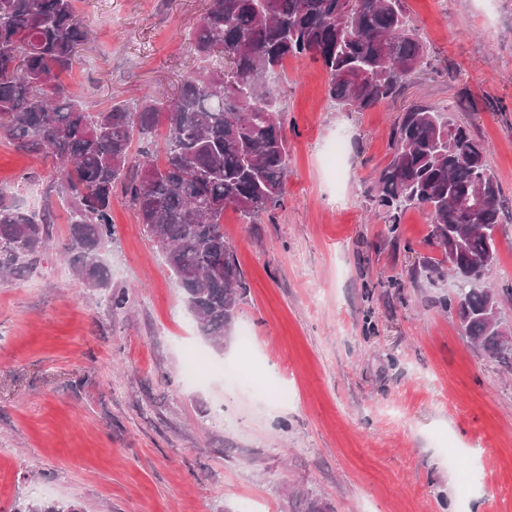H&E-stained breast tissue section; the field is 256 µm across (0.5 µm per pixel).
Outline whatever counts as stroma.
Instances as JSON below:
<instances>
[{
    "instance_id": "1",
    "label": "stroma",
    "mask_w": 512,
    "mask_h": 512,
    "mask_svg": "<svg viewBox=\"0 0 512 512\" xmlns=\"http://www.w3.org/2000/svg\"><path fill=\"white\" fill-rule=\"evenodd\" d=\"M208 6L76 0L92 39L62 83L93 110L175 94ZM406 7L426 63L370 110L331 102L319 64L286 62L283 203L255 224L224 213L248 291L223 349L200 336L133 209L112 205L117 310L72 273L55 207L54 249L0 282V512H304L311 497L337 512H512V365L462 335L451 279L421 274L443 260L426 210L394 236L366 194L407 108L469 123L510 213L487 281L512 288V0ZM53 167L0 137V189L20 207H44ZM197 350L219 370L191 382ZM245 357L287 398L230 384L222 366Z\"/></svg>"
}]
</instances>
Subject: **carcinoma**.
Masks as SVG:
<instances>
[{
  "label": "carcinoma",
  "instance_id": "carcinoma-1",
  "mask_svg": "<svg viewBox=\"0 0 512 512\" xmlns=\"http://www.w3.org/2000/svg\"><path fill=\"white\" fill-rule=\"evenodd\" d=\"M192 36L200 66L174 96L147 91L89 112L60 81L89 40L75 0H0V136L56 162L51 191L67 204L69 226L63 253L85 287L110 288L103 254L119 198L165 244L162 258L199 333L221 349L247 293L224 239V211L255 224L283 202L284 63L320 64L329 98L364 112L399 92L424 63L425 44L405 0H209ZM392 150L367 191L390 230L398 232L401 214L418 207L428 210L431 245L446 248L448 229L460 231L461 249L446 271L452 278L475 258H497L501 186L469 126L414 107L395 126ZM475 209L482 224L470 227ZM52 224L49 210H24L0 190L1 280L21 276L46 254ZM489 303L478 289L455 306L461 329L475 347L512 361L489 324ZM24 512L75 508L33 502Z\"/></svg>",
  "mask_w": 512,
  "mask_h": 512
}]
</instances>
